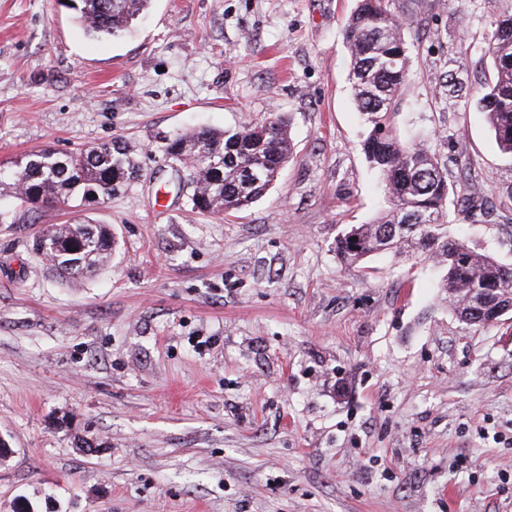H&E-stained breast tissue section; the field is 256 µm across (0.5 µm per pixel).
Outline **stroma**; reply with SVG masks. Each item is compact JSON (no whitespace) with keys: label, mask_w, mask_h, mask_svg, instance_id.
<instances>
[{"label":"stroma","mask_w":512,"mask_h":512,"mask_svg":"<svg viewBox=\"0 0 512 512\" xmlns=\"http://www.w3.org/2000/svg\"><path fill=\"white\" fill-rule=\"evenodd\" d=\"M357 0H153L93 40L61 0H0V165L121 139L112 198L0 224V512H512V311L459 320L429 264L349 265L383 194L361 150L343 29ZM393 115L497 213L452 225L512 263V163L474 96L503 0H394ZM284 115L294 144L249 209L203 214L165 137ZM109 225L103 269L59 276L51 224Z\"/></svg>","instance_id":"stroma-1"}]
</instances>
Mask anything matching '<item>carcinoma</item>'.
<instances>
[{
  "label": "carcinoma",
  "instance_id": "obj_1",
  "mask_svg": "<svg viewBox=\"0 0 512 512\" xmlns=\"http://www.w3.org/2000/svg\"><path fill=\"white\" fill-rule=\"evenodd\" d=\"M494 24L485 55L494 80L477 91V110L486 115L499 150L512 157V0ZM151 0H68L67 7L85 34L119 37L141 16ZM393 0H357L343 30L350 59L349 80L367 133L362 150L382 181L386 208L368 224L352 227L336 241L348 264L379 253L421 252L442 271V287L460 319L468 325L492 320L467 308L474 288H495L512 302V267L472 250L448 233L449 204L456 215L475 224L492 215L486 203L456 195L448 166L430 147L403 141L389 131L390 117L406 80L409 58L402 35L403 18ZM167 158L187 168L190 202L200 212L232 214L250 207L275 184L293 154L285 117L238 129H190L167 139ZM140 171L138 153L124 141H111L76 153L32 151L0 169V194L9 192L20 206H68L92 196L109 197ZM51 264L68 274L90 272L112 254V231L104 224L76 220L52 224L40 232Z\"/></svg>",
  "mask_w": 512,
  "mask_h": 512
}]
</instances>
